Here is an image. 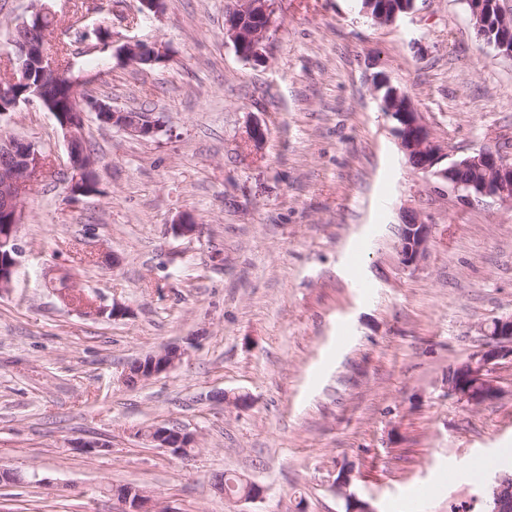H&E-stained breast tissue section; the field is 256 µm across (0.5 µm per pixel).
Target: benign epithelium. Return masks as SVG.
Masks as SVG:
<instances>
[{
    "label": "benign epithelium",
    "instance_id": "obj_1",
    "mask_svg": "<svg viewBox=\"0 0 512 512\" xmlns=\"http://www.w3.org/2000/svg\"><path fill=\"white\" fill-rule=\"evenodd\" d=\"M365 8L375 21L393 23L399 17L411 13L416 0H365ZM470 18L486 38V43L499 54L512 58V18L505 15L499 0H464ZM274 25L271 0H239L238 8L224 21V35L234 45L237 54L250 61L263 59V46L267 34ZM26 33L13 42V53L18 63L25 67L34 65L42 68L41 80L32 95L25 100L15 96L14 83L0 84V115L15 109L20 103H39L50 109L43 96L45 84L70 87L72 101L80 98V83L68 78L54 57L43 50V42L51 26L47 25L44 12L34 11L25 24ZM112 53L128 64L140 65L148 58L165 57L168 47L160 43L145 45L139 41H127ZM386 88L382 97L383 109L395 123L394 131L398 145L405 156H413L420 161L417 170L435 179L437 183L457 192H463L461 199L491 197L503 204L512 206V163L503 155L491 149L479 150L459 160L449 159L447 150L436 140L431 129L421 120L419 113L411 107L405 95L397 89L381 83ZM98 120L118 127L128 134L148 139L155 137L163 124L155 119L152 112H120L110 107L96 111ZM54 116L67 142L71 177V194L77 195L76 186L82 179L95 173L97 160L81 150L85 113L56 112ZM50 159L38 145L7 135L0 137V215L10 216V220L0 224V290L11 288L17 268L21 264L23 251L18 244V230L23 223L22 201L35 184V178L47 171ZM470 168L482 174L477 180L468 182L453 178L454 171ZM399 250L402 264L411 266L419 262L433 241V225L425 223L416 215L404 218L399 226ZM478 331L486 337L484 346L466 361L452 368L455 379L448 382V394L458 402L478 407L500 395V389L489 376L491 366L500 360H512V315L493 319L478 326ZM184 350L179 347H166L156 354L148 355L140 364L136 378L144 381L168 373L181 362ZM145 444L162 448L180 458L190 457V449L196 447L194 434L180 428L159 424L137 433ZM352 480V470L340 469L331 488L344 499L346 512H376L367 502L347 492ZM512 486V473H496L491 476L487 492L494 499L492 512H512V497L503 496L502 491ZM122 502L128 504L126 512H150L145 503L150 496L142 489L127 487L116 490ZM264 495V488L248 480L238 494L230 496L236 501L258 500Z\"/></svg>",
    "mask_w": 512,
    "mask_h": 512
}]
</instances>
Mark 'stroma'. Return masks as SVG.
Returning a JSON list of instances; mask_svg holds the SVG:
<instances>
[{"mask_svg":"<svg viewBox=\"0 0 512 512\" xmlns=\"http://www.w3.org/2000/svg\"><path fill=\"white\" fill-rule=\"evenodd\" d=\"M80 2L45 0L47 52L69 44L84 93L165 128L142 140L87 113L99 191L74 196L54 116L22 104L0 117L54 159L0 291V467L20 476L0 483V512H123L122 485L168 512H344L330 485L346 464L375 512H486L487 473L512 469V361L475 409L449 396L448 370L483 346L478 324L512 314V207L418 173L375 77L451 158L512 160V60L477 37L463 0H417L387 25L359 0H273L259 63L224 35L237 0H166L152 20L139 0ZM102 22L115 44H167L170 61L132 67L76 42ZM408 210L434 235L411 267ZM183 217L200 234L175 235ZM66 282L124 315L66 304ZM169 345L185 351L176 368L124 382ZM156 424L195 433L192 457L145 447L136 433ZM224 473L263 499L216 493Z\"/></svg>","mask_w":512,"mask_h":512,"instance_id":"obj_1","label":"stroma"}]
</instances>
